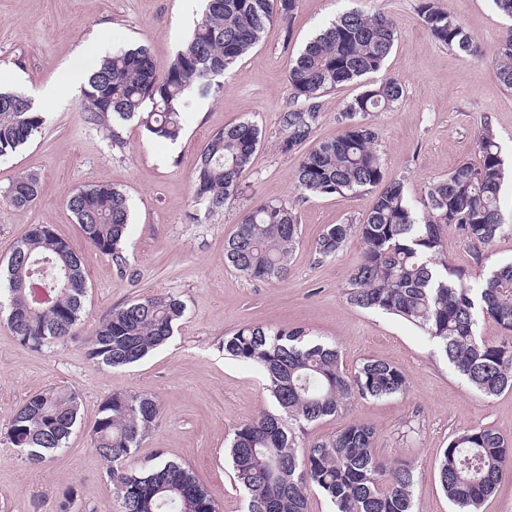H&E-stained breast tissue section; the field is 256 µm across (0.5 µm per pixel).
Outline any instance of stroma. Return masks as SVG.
Listing matches in <instances>:
<instances>
[{
  "label": "stroma",
  "mask_w": 512,
  "mask_h": 512,
  "mask_svg": "<svg viewBox=\"0 0 512 512\" xmlns=\"http://www.w3.org/2000/svg\"><path fill=\"white\" fill-rule=\"evenodd\" d=\"M440 2L486 51L512 25L493 0ZM416 5L417 0H299L290 28L269 26L222 76L219 96L193 101L176 142L152 141L133 119L119 128V148L105 127L87 122L81 89L50 102L43 101V89L71 66L86 42L94 47L84 58L90 67L137 44L147 45L158 62L167 61L200 20L203 0H0V88L25 94L47 114L29 143L0 157V195L23 175L39 179V195L30 206L0 203V266L31 227L47 224L82 256L88 280L79 340L33 351L0 320V512H58L71 491V512H120L108 464L89 437L103 401L115 392L149 393L160 403L161 417L141 442L138 460L164 454L194 472L220 512H247L225 448L238 425L274 407L262 370L224 355L225 336L247 323L308 328L336 343L347 372L370 357L396 365L408 381L406 396L354 400L338 416L310 426L301 441L328 438L352 422L371 425L379 457L400 458L415 469L414 512H454L436 481L435 465L450 436L463 429L489 427L512 441V391L480 395L417 329L347 301L349 276L364 254L361 239L351 236L332 259L318 257L316 242L329 225L359 221L376 191L298 202L301 241L287 278L272 283L247 279L225 261L224 243L242 201L214 213L193 199L194 167L205 141L244 118L256 120L265 133L241 178L246 196L292 199L299 157L277 147L279 117L292 96L288 63L340 12L381 11L397 30L384 72L405 91L400 105L368 118L389 176L405 177L408 197L418 201L430 181L461 161L477 160L474 135L490 122L510 171L500 195L506 229L486 250L483 266H475L472 246L453 227L444 233L445 255L469 271L475 285L489 270L511 262L512 90L499 82L490 62L448 50L433 38ZM360 91L353 82L320 97L315 139L342 132L341 115ZM100 185L118 188L129 200L123 273L86 241L65 203L71 192ZM161 292L179 295L186 305L164 346L128 367L89 358L83 338L112 310ZM52 389L76 392L79 423L67 448L33 466L20 459L5 434L15 408Z\"/></svg>",
  "instance_id": "obj_1"
}]
</instances>
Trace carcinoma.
Returning <instances> with one entry per match:
<instances>
[{
  "instance_id": "obj_1",
  "label": "carcinoma",
  "mask_w": 512,
  "mask_h": 512,
  "mask_svg": "<svg viewBox=\"0 0 512 512\" xmlns=\"http://www.w3.org/2000/svg\"><path fill=\"white\" fill-rule=\"evenodd\" d=\"M299 0H206L201 19L183 49L158 64L138 45L105 57L89 71L82 90L86 119L104 125L120 143L113 123L138 118L156 140L177 141L192 98L223 92L218 77L260 41L266 27L290 26ZM417 12L430 34L449 50L484 57L474 36L439 0H418ZM396 37L383 13H342L306 44L288 65L293 100L280 114L278 149L302 146L295 176V200H257L243 210L225 242V257L243 276L280 281L288 274L299 243L296 201L309 195L360 194L381 187L370 212L357 224H331L318 238L316 253L332 258L356 233L362 262L351 273L347 300L362 309L397 316L420 329L448 364L479 393L491 397L512 390V263L491 270L479 293L467 273L444 255L443 234L458 226L483 261L481 249L502 232L500 192L505 166L488 124L475 135L479 161H462L425 187L414 206L402 179H390L377 148L378 133L366 117L392 108L404 86L386 76L368 82L346 105L344 130L314 141L317 99L349 82L382 71ZM500 83L512 90V25L489 56ZM46 114L31 101L0 90V157L31 140ZM254 121L231 123L215 132L198 156L195 199L211 211L244 196L240 178L262 141ZM39 180L19 177L1 199L15 207L32 204ZM67 207L97 251L127 267L121 245L130 224L123 192L97 186L73 192ZM79 255L45 226L31 228L23 249L9 259L6 274L7 325L35 351L76 338L86 296ZM185 305L174 293L136 299L115 309L85 338L90 358L112 367L141 361L171 337ZM501 329L493 342L476 335L477 314ZM224 354L261 368L273 411L262 410L240 424L228 447L235 484L248 498L247 512H310L318 493L334 512H414L415 473L404 460L385 462L376 453L375 429L353 422L329 438L301 446L307 427L334 417L355 399L404 395L408 382L394 364L366 358L351 372L342 369L335 346L310 337L301 326L247 325L224 337ZM78 397L49 390L27 399L13 413L9 443L33 465L66 448L78 418ZM155 397L114 393L101 405L89 436L110 463L108 478L120 512H219L216 502L186 467L157 456L139 462L137 448L160 418ZM512 443L492 428L460 431L448 441L437 479L460 512H481L498 488Z\"/></svg>"
}]
</instances>
